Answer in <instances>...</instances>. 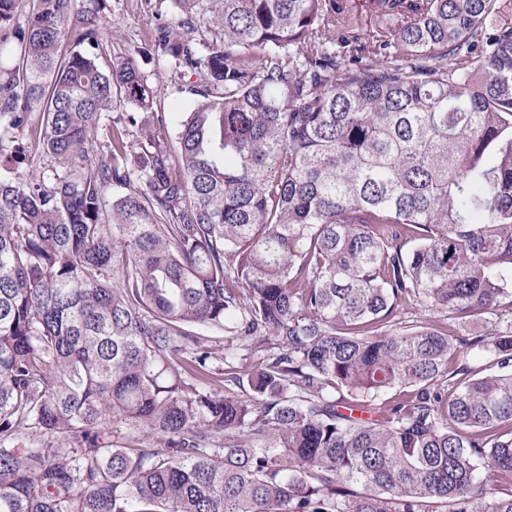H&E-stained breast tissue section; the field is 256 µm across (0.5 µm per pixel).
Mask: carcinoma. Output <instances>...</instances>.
Listing matches in <instances>:
<instances>
[{
    "label": "carcinoma",
    "instance_id": "carcinoma-1",
    "mask_svg": "<svg viewBox=\"0 0 512 512\" xmlns=\"http://www.w3.org/2000/svg\"><path fill=\"white\" fill-rule=\"evenodd\" d=\"M75 2L0 0V512H512V329L389 328L512 300L507 0H172L173 146ZM110 440L114 444L123 446H134L137 448H162L164 440L160 434H154L148 437L139 434H131L130 430L122 423L112 422L110 428Z\"/></svg>",
    "mask_w": 512,
    "mask_h": 512
}]
</instances>
